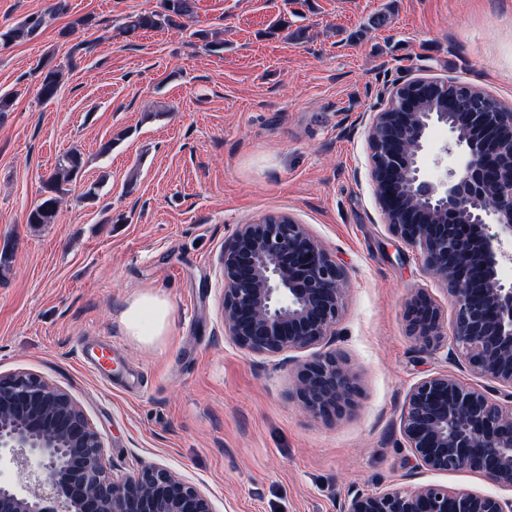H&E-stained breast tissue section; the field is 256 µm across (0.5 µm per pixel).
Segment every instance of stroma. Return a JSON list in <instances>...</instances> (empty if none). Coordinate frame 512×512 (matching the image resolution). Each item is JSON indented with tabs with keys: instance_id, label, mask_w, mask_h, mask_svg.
I'll list each match as a JSON object with an SVG mask.
<instances>
[{
	"instance_id": "1",
	"label": "stroma",
	"mask_w": 512,
	"mask_h": 512,
	"mask_svg": "<svg viewBox=\"0 0 512 512\" xmlns=\"http://www.w3.org/2000/svg\"><path fill=\"white\" fill-rule=\"evenodd\" d=\"M160 0H0V31L45 19L31 40L0 41V374L28 370L63 388L96 428L109 470L163 465L217 512H342L350 491L435 483L502 498L460 470L411 474L400 418L412 386L450 372L422 352L406 303L445 287L388 230L367 127L413 77L456 79L512 107V0H196L184 29L122 33ZM218 32L215 51L195 30ZM56 96L39 95L44 68ZM109 153H101L104 143ZM79 149L55 223L27 214L58 157ZM95 201L82 200L90 183ZM266 213L305 224L347 275L336 346L363 394L336 422L303 412L288 355L241 351L224 334V245ZM165 299L155 343L121 317ZM87 344L109 347L96 369Z\"/></svg>"
}]
</instances>
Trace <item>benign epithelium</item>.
I'll list each match as a JSON object with an SVG mask.
<instances>
[{
    "label": "benign epithelium",
    "instance_id": "benign-epithelium-1",
    "mask_svg": "<svg viewBox=\"0 0 512 512\" xmlns=\"http://www.w3.org/2000/svg\"><path fill=\"white\" fill-rule=\"evenodd\" d=\"M423 94L457 101L474 87L411 78L367 130L375 195L390 232L417 249L455 305L453 333L423 291L408 302L410 336L446 351L500 389L465 387L443 372L410 389L401 416L413 468L469 469L512 489V112H419ZM443 125L449 164L424 177L429 130ZM224 332L242 351L275 357L316 349L293 372L294 395L316 418L357 406L359 378L336 348L346 272L293 217L239 224L224 246ZM25 475L0 482V512H216L197 486L160 465L107 471L99 433L68 392L41 376L0 375V462ZM343 512H512V498L423 483L355 491Z\"/></svg>",
    "mask_w": 512,
    "mask_h": 512
}]
</instances>
